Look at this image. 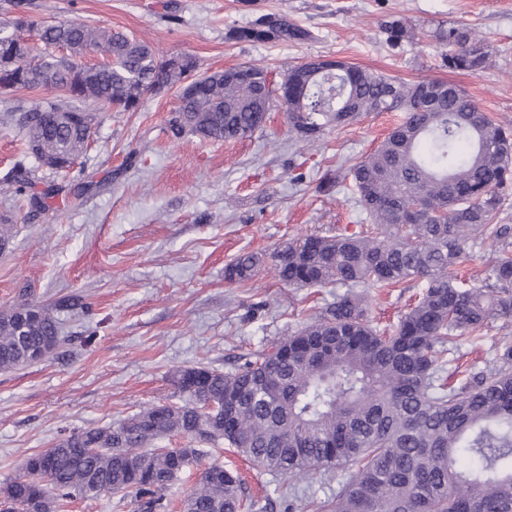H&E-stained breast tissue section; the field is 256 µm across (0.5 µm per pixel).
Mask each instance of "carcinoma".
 <instances>
[{"instance_id": "1", "label": "carcinoma", "mask_w": 512, "mask_h": 512, "mask_svg": "<svg viewBox=\"0 0 512 512\" xmlns=\"http://www.w3.org/2000/svg\"><path fill=\"white\" fill-rule=\"evenodd\" d=\"M34 31L42 51L22 37ZM387 40L409 36L404 22L384 25ZM235 42L304 43L312 31L266 15L233 28ZM448 47L443 65L477 73L490 64L484 40L456 25L435 32ZM67 54L58 57L54 50ZM282 70L244 64L201 76L188 54L159 58L121 31L81 21L53 25L0 23V91L58 92L9 108L39 166L61 149L76 162L95 121L87 110L136 112L145 95L177 89L170 129L224 142L264 128L275 107L288 112L297 139L313 141L370 112L403 113L381 145L350 166L358 203L372 227L334 236L306 235L272 254L275 276L289 286L348 288L310 315L290 336L237 357L233 369L186 367L175 383L179 405L151 404L108 427L63 433L29 455L22 472L0 487V512H56L76 498L120 494L135 512H169L166 492L203 455L224 442L271 472L302 478L346 467L336 496L304 507L313 512H512V344L494 364L447 368L446 345L474 341L489 322L512 316V226L497 224L501 192L512 183V129L489 116L460 87L438 80L410 84L326 60ZM30 196L31 169L18 160L0 179ZM495 244L485 283L458 278L469 245ZM259 258L242 253L226 276L245 284ZM421 283V292L392 331L366 318L372 291ZM30 301L0 309V370L30 366L31 352L49 359L63 342L53 312L40 314L24 336L15 319ZM236 398L229 421L204 411ZM180 435L196 448H157ZM240 481L213 462L181 499L182 512H252Z\"/></svg>"}]
</instances>
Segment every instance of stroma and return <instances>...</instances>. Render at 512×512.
I'll return each mask as SVG.
<instances>
[{
  "label": "stroma",
  "instance_id": "stroma-1",
  "mask_svg": "<svg viewBox=\"0 0 512 512\" xmlns=\"http://www.w3.org/2000/svg\"><path fill=\"white\" fill-rule=\"evenodd\" d=\"M20 12L39 23L78 19L123 31L157 55L195 56L202 74L325 58L408 83L446 81L512 127V0H0V21ZM266 13L310 29L314 40H227L229 29ZM393 19L415 28L417 39L387 41L383 24ZM458 24L489 47L482 72L443 66L431 34ZM177 104L169 90L147 96L136 112L98 113L91 143L68 175L33 172L43 208L0 185V307L21 299L55 307L70 338L60 357L0 370V485L61 431L106 427L144 406L181 402L176 371L230 370L235 356L293 334L308 313L344 293L280 282L271 256L288 238L366 224L343 176L378 148L398 113L373 112L305 143L278 107L262 131L212 142L172 135ZM242 252L262 262L244 285L225 277ZM417 290L413 282L374 295L369 320L396 323ZM507 341L512 319H497L447 358L477 370ZM208 457L237 470L245 495L266 512H305V501L335 496L348 478L342 468L277 476L224 449Z\"/></svg>",
  "mask_w": 512,
  "mask_h": 512
}]
</instances>
